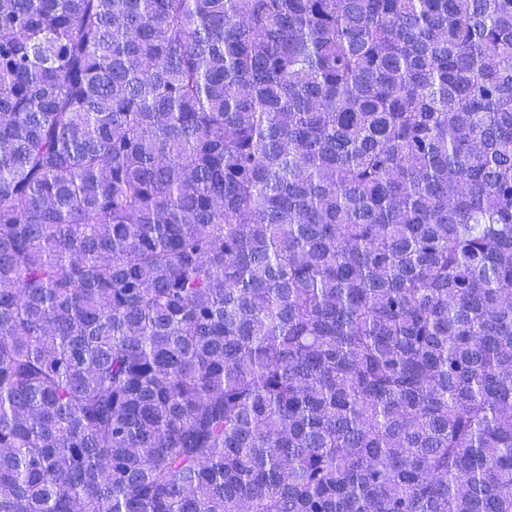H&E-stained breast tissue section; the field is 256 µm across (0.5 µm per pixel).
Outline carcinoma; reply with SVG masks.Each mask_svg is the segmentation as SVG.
Returning a JSON list of instances; mask_svg holds the SVG:
<instances>
[{"mask_svg":"<svg viewBox=\"0 0 512 512\" xmlns=\"http://www.w3.org/2000/svg\"><path fill=\"white\" fill-rule=\"evenodd\" d=\"M0 512H512V0H0Z\"/></svg>","mask_w":512,"mask_h":512,"instance_id":"1","label":"carcinoma"}]
</instances>
